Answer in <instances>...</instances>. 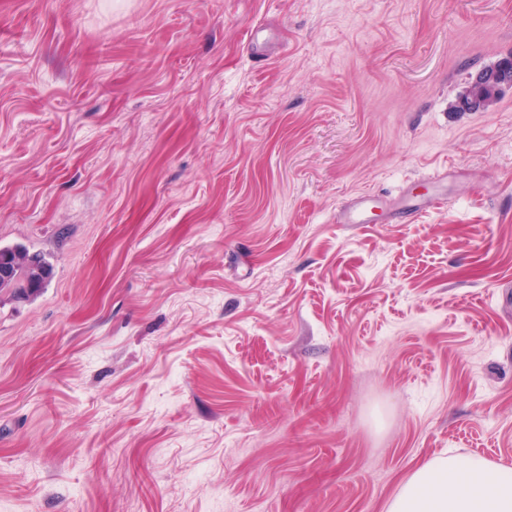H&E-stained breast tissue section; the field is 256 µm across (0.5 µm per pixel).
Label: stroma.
<instances>
[{
    "instance_id": "stroma-1",
    "label": "stroma",
    "mask_w": 512,
    "mask_h": 512,
    "mask_svg": "<svg viewBox=\"0 0 512 512\" xmlns=\"http://www.w3.org/2000/svg\"><path fill=\"white\" fill-rule=\"evenodd\" d=\"M512 0H0V512H383L512 467ZM408 223L340 224L363 192ZM510 68L509 58L480 71L459 96L456 109L460 112L487 111L499 99L504 88L512 87L510 77L506 76ZM446 201L447 200L442 197H427L425 199L416 201L410 200L407 197L406 201L400 207L392 210L390 217L392 220H405L413 215L421 205L439 207L445 204ZM40 257V262L34 264L30 261L31 255ZM10 269V275L3 279L5 269ZM0 294L10 298H18L21 290L25 300H33L41 294L46 284L52 278L54 267L43 253H30L22 246L0 245ZM25 283L23 288H18ZM30 287V288H29ZM384 512H512V468L475 457L434 458L401 482Z\"/></svg>"
}]
</instances>
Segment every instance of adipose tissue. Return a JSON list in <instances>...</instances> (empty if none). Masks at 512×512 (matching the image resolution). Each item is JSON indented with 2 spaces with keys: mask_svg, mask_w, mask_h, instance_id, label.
I'll return each mask as SVG.
<instances>
[{
  "mask_svg": "<svg viewBox=\"0 0 512 512\" xmlns=\"http://www.w3.org/2000/svg\"><path fill=\"white\" fill-rule=\"evenodd\" d=\"M384 512H512V468L475 457L434 458L401 482Z\"/></svg>",
  "mask_w": 512,
  "mask_h": 512,
  "instance_id": "adipose-tissue-1",
  "label": "adipose tissue"
}]
</instances>
